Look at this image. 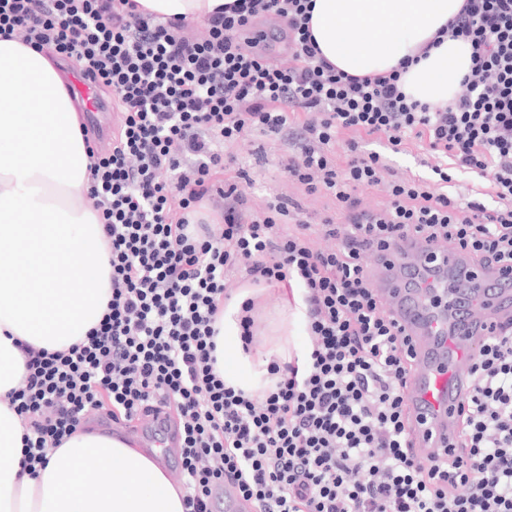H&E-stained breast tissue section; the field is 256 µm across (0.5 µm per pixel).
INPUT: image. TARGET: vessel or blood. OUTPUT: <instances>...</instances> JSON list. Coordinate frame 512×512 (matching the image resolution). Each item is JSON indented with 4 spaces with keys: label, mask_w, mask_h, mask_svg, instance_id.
<instances>
[{
    "label": "vessel or blood",
    "mask_w": 512,
    "mask_h": 512,
    "mask_svg": "<svg viewBox=\"0 0 512 512\" xmlns=\"http://www.w3.org/2000/svg\"><path fill=\"white\" fill-rule=\"evenodd\" d=\"M70 84L98 125L102 101L94 83ZM366 274L396 324L412 339V374L404 401L416 454L456 443L459 412L470 395L471 366L491 326L512 319V270L481 265L464 252L408 238L368 263Z\"/></svg>",
    "instance_id": "1"
}]
</instances>
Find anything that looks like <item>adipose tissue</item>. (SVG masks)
I'll return each mask as SVG.
<instances>
[{
    "label": "adipose tissue",
    "instance_id": "1",
    "mask_svg": "<svg viewBox=\"0 0 512 512\" xmlns=\"http://www.w3.org/2000/svg\"><path fill=\"white\" fill-rule=\"evenodd\" d=\"M313 3L311 33L337 70L387 73L408 58L406 95L428 104L456 97L472 48L433 39L464 0ZM89 163L79 115L48 52L0 39V512H184L169 472L126 437L80 429L36 472L22 466L24 427L8 399L26 375L20 343L63 350L111 299L109 254L87 197ZM241 303L234 297L218 324L217 367L227 385L258 392L271 362L305 358L303 311L278 310L266 348L250 353L240 337ZM91 467L97 478L87 477Z\"/></svg>",
    "mask_w": 512,
    "mask_h": 512
}]
</instances>
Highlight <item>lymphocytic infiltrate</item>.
I'll return each instance as SVG.
<instances>
[{
	"label": "lymphocytic infiltrate",
	"instance_id": "f902f5d3",
	"mask_svg": "<svg viewBox=\"0 0 512 512\" xmlns=\"http://www.w3.org/2000/svg\"><path fill=\"white\" fill-rule=\"evenodd\" d=\"M311 0H237L202 21L141 11L137 0H0V37L51 49L110 94L109 150L86 139L88 197L110 249L108 312L84 338L47 352L21 344L27 374L12 394L26 428L24 463L42 465L89 420L175 412L185 512H214L225 483L255 512H512V323L483 346L460 414L458 454L419 461L403 386L411 339L371 287L365 255L414 235L512 268V0H465L448 22L472 69L445 106L408 100L399 71L336 70L310 31ZM274 15L288 28L281 67L241 32ZM258 132L288 148L285 172L333 196L340 218L313 225L293 200L252 209L245 168L226 145ZM348 134L344 163L331 146ZM414 143L432 171L488 183L490 203L433 182L398 180L387 210L361 208L381 182L369 139ZM221 200L214 220L205 203ZM338 239L316 250L314 234ZM293 286L305 304L308 359L271 364L260 395L215 369L225 281Z\"/></svg>",
	"mask_w": 512,
	"mask_h": 512
}]
</instances>
